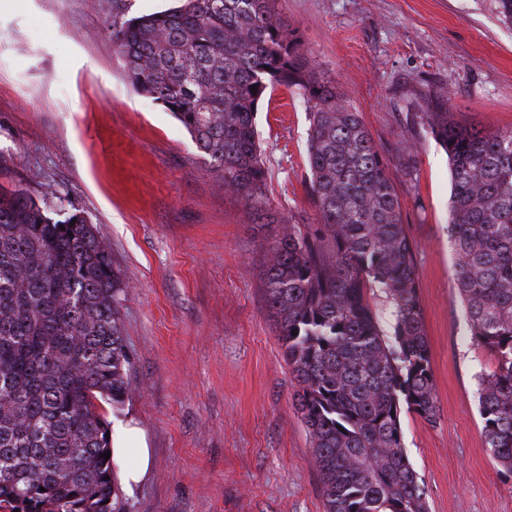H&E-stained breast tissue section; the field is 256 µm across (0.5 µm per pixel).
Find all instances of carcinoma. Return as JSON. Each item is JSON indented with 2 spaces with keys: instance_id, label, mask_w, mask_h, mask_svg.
<instances>
[{
  "instance_id": "1",
  "label": "carcinoma",
  "mask_w": 512,
  "mask_h": 512,
  "mask_svg": "<svg viewBox=\"0 0 512 512\" xmlns=\"http://www.w3.org/2000/svg\"><path fill=\"white\" fill-rule=\"evenodd\" d=\"M111 27L134 89L172 112L226 191L279 225L265 298L325 512H428L401 422L438 416L417 245L360 112L270 0H181L131 18L112 0ZM278 87L306 104L312 224L275 217L266 195L255 116ZM417 118L448 156L453 279L471 339L496 361L477 375L482 432L512 475V129L456 124L444 89ZM125 288L85 216L0 192V512H119L101 402L131 394ZM370 293L388 306L387 332Z\"/></svg>"
}]
</instances>
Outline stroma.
<instances>
[{"mask_svg": "<svg viewBox=\"0 0 512 512\" xmlns=\"http://www.w3.org/2000/svg\"><path fill=\"white\" fill-rule=\"evenodd\" d=\"M312 64L361 113L417 246L438 418L403 413L430 512H512L485 446L470 336L452 276L448 157L416 115L444 88L450 118L512 129V25L497 0H271ZM112 0H0V187L95 224L127 288L121 322L135 421L152 450L122 512H324L296 383L264 300L261 224L112 41ZM273 213L312 220L304 104L285 88L256 115ZM414 144L410 167L403 147Z\"/></svg>", "mask_w": 512, "mask_h": 512, "instance_id": "stroma-1", "label": "stroma"}]
</instances>
